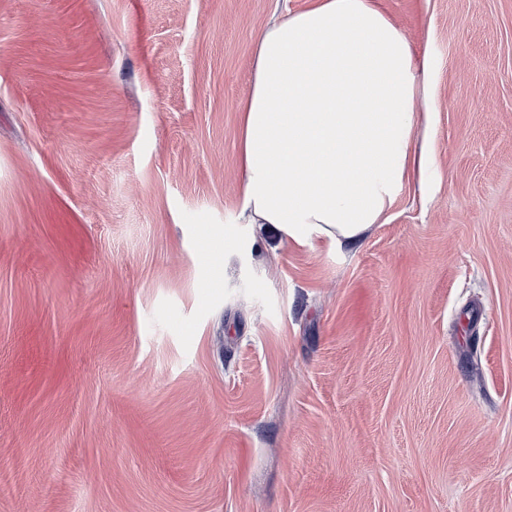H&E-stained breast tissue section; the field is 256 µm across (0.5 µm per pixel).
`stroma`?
I'll return each instance as SVG.
<instances>
[{
	"instance_id": "stroma-1",
	"label": "stroma",
	"mask_w": 512,
	"mask_h": 512,
	"mask_svg": "<svg viewBox=\"0 0 512 512\" xmlns=\"http://www.w3.org/2000/svg\"><path fill=\"white\" fill-rule=\"evenodd\" d=\"M312 0H0V512H512V0H380L435 185L353 252L240 223Z\"/></svg>"
}]
</instances>
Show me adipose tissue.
Returning <instances> with one entry per match:
<instances>
[{
  "label": "adipose tissue",
  "instance_id": "obj_1",
  "mask_svg": "<svg viewBox=\"0 0 512 512\" xmlns=\"http://www.w3.org/2000/svg\"><path fill=\"white\" fill-rule=\"evenodd\" d=\"M431 61L376 0H316L256 42L239 167L245 223L305 244L359 246L434 167Z\"/></svg>",
  "mask_w": 512,
  "mask_h": 512
}]
</instances>
